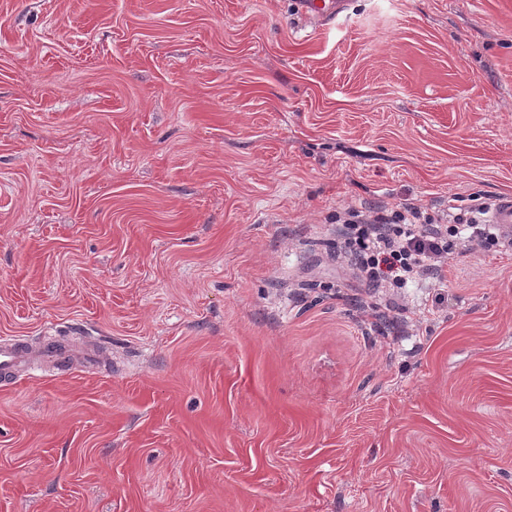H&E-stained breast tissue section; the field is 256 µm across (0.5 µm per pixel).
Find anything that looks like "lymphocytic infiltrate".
Here are the masks:
<instances>
[{
	"label": "lymphocytic infiltrate",
	"mask_w": 512,
	"mask_h": 512,
	"mask_svg": "<svg viewBox=\"0 0 512 512\" xmlns=\"http://www.w3.org/2000/svg\"><path fill=\"white\" fill-rule=\"evenodd\" d=\"M341 234V248L358 275L392 288L413 279L443 278L449 255L491 239L475 218L458 214L453 223L443 224L411 205L364 223L346 219Z\"/></svg>",
	"instance_id": "lymphocytic-infiltrate-1"
}]
</instances>
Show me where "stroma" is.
<instances>
[{
	"instance_id": "obj_1",
	"label": "stroma",
	"mask_w": 512,
	"mask_h": 512,
	"mask_svg": "<svg viewBox=\"0 0 512 512\" xmlns=\"http://www.w3.org/2000/svg\"><path fill=\"white\" fill-rule=\"evenodd\" d=\"M296 2L0 0V338L100 355L0 380V512H512V245L332 258L512 194V0ZM345 0H301L300 12L319 19L332 20L345 11ZM350 218L342 221L336 216V223H343L341 249L357 274L377 287L403 288L408 280L442 279L449 255L476 241L483 247L487 241L498 242L476 217L467 218L465 213L454 216L456 224H440L419 208L403 205L367 222Z\"/></svg>"
}]
</instances>
